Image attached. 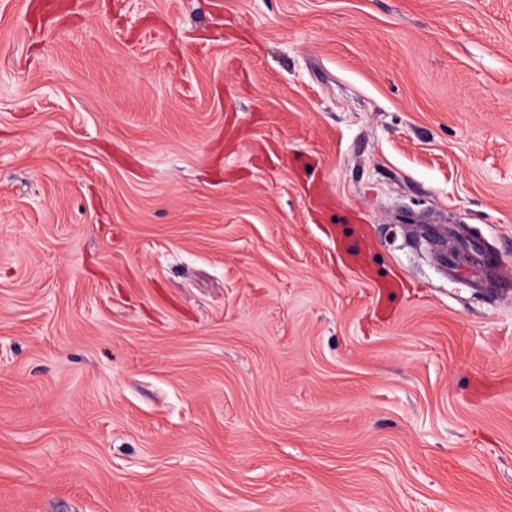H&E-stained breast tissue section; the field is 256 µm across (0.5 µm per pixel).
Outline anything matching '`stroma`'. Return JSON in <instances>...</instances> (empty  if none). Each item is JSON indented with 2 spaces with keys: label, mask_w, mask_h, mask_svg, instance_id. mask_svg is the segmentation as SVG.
<instances>
[{
  "label": "stroma",
  "mask_w": 512,
  "mask_h": 512,
  "mask_svg": "<svg viewBox=\"0 0 512 512\" xmlns=\"http://www.w3.org/2000/svg\"><path fill=\"white\" fill-rule=\"evenodd\" d=\"M0 0V512H512V0Z\"/></svg>",
  "instance_id": "1"
}]
</instances>
